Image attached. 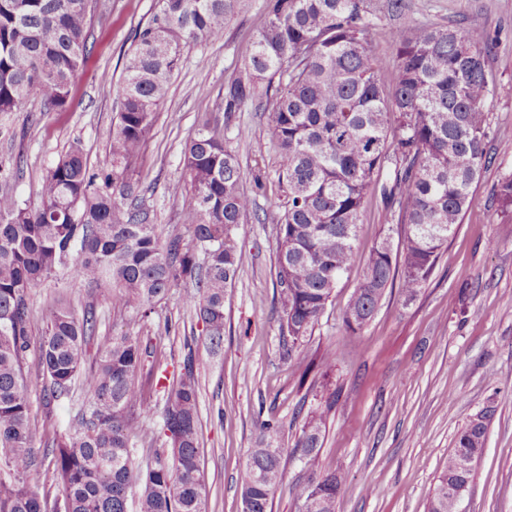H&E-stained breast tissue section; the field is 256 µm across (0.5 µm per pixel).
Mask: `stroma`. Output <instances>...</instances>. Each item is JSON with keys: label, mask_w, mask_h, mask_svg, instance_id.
<instances>
[{"label": "stroma", "mask_w": 512, "mask_h": 512, "mask_svg": "<svg viewBox=\"0 0 512 512\" xmlns=\"http://www.w3.org/2000/svg\"><path fill=\"white\" fill-rule=\"evenodd\" d=\"M368 31L372 55L391 63L390 32L396 22L385 0H373ZM406 13L430 27L466 30L485 27L491 37L494 94L487 104L491 163L455 235L443 248L425 288L410 303L398 288H387L372 319L358 333L346 331L343 312L369 253L385 235L380 195L366 199L355 266L335 288L303 349L315 365L308 375L288 360V338L280 325L283 308L274 287L280 195L277 166L263 112L272 97L224 109V94L236 77L246 49L268 21L267 0H249L222 39L186 51L172 77L132 169L138 203L147 208L161 239L183 233L185 192L182 153L199 120L216 118L227 145L238 155L244 188L252 195L257 220L241 225L238 276L224 299V342L219 351L179 300L193 292L184 282L157 304L148 319H136L110 296L106 286L79 280L70 267L58 268L34 288L29 326L40 338L60 298L77 314L92 313L93 335L85 364L93 366L102 337L127 332L153 339L154 351L136 384L154 403L164 404L158 379L179 374L193 354L199 384L200 463L206 512H241L236 477L249 448L263 436L262 421L275 425L269 440L284 448V478L272 512H301V494L311 474L292 453L313 413L326 411L320 474L343 478L336 512H426L445 470L458 432L488 410L484 456L473 466L460 512H512V222H503L497 191L512 175V0H404ZM156 10V0H99L91 23L87 69L75 81L66 111L30 96L20 110L0 113V192L37 202L47 169L71 147H81L90 166L110 160L112 120L118 110L114 82L123 75L132 36ZM331 368H324V358ZM25 381L39 464L26 479L39 495L59 498L52 441L65 433L85 401L73 390L54 404L44 399V380L28 359Z\"/></svg>", "instance_id": "obj_1"}]
</instances>
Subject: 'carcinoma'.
Instances as JSON below:
<instances>
[{
	"mask_svg": "<svg viewBox=\"0 0 512 512\" xmlns=\"http://www.w3.org/2000/svg\"><path fill=\"white\" fill-rule=\"evenodd\" d=\"M244 3L158 0L156 13L134 30L115 88L119 112L109 164L93 169L73 148L42 178L38 205L0 193V470L8 476L0 480V512H127L135 487L138 512H204L193 356L167 390L160 427L167 449H153L152 463L136 475L133 441L154 443L143 421L155 408L135 382L149 346L126 333L108 336L97 367L81 373L93 318L77 317L64 303L52 310L38 340L46 403L67 394L78 378L88 406L52 448L63 500L51 503L28 487L37 466L23 376L32 346L28 298L70 263L88 284L109 282L121 306L144 319L190 280L196 292L181 302L194 310L212 347L222 346L224 296L241 263L238 229L258 218L236 153L210 119L199 122L184 150L186 244L180 236L158 237L150 212L134 203L129 172L184 53L221 39ZM385 7L399 19L387 79L367 46L373 0H269V20L225 95L229 111L275 96L264 115L283 188L273 203L281 210L276 290L288 358L303 373L311 360L302 342L352 268L368 194L380 191L385 223L400 225L401 249L393 252L388 234L371 249L343 315L351 333L371 320L394 279L404 302L417 297L489 163L486 103L494 79L487 29L418 24L402 0H387ZM95 8L94 0H0V112L17 111L33 93L67 110L71 85L87 61ZM498 205L503 222H511L512 176L500 183ZM326 417L325 410L315 413L294 448L313 472ZM487 430L486 414L478 413L458 433L428 512H457L456 491L468 487L474 463L485 454ZM283 454L273 442L250 449L238 475L250 512H271ZM340 486L334 473L312 480L302 512H336Z\"/></svg>",
	"mask_w": 512,
	"mask_h": 512,
	"instance_id": "obj_1",
	"label": "carcinoma"
}]
</instances>
